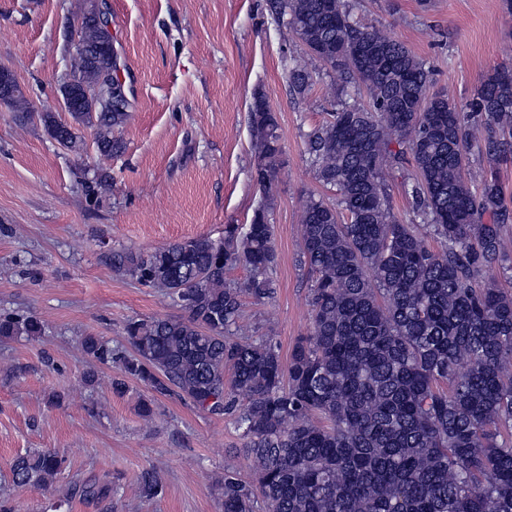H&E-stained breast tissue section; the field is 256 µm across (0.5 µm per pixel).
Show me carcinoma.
I'll use <instances>...</instances> for the list:
<instances>
[{
    "label": "carcinoma",
    "mask_w": 512,
    "mask_h": 512,
    "mask_svg": "<svg viewBox=\"0 0 512 512\" xmlns=\"http://www.w3.org/2000/svg\"><path fill=\"white\" fill-rule=\"evenodd\" d=\"M86 52L69 69L91 87L114 66L111 32L90 0L74 5ZM275 21L302 52L284 60L288 85L303 95L313 63L339 74L363 106L338 98L329 118L306 135L315 179L335 192L303 206L300 262L311 278V329L283 359L272 336H249L241 289L227 271L249 272L245 289L271 298L276 261L266 206L224 236H197L154 251L110 258L114 270L158 289L180 314L127 323L128 354L98 336L82 352L115 365L116 393L135 380L151 392L139 414L153 419L157 396H176L228 419L255 462L247 481L232 469L215 482L224 512H512V292L478 279L481 265L508 256L501 229L512 223L498 165L512 156V64L490 70L458 102L431 91V71L405 43L364 25L346 0H271ZM369 43L374 50L360 56ZM38 117L61 147L78 153L76 128L92 130L100 156L121 149L114 132L129 109L93 97L62 120ZM252 177L273 199L281 164L275 112L252 95ZM486 163L471 172L470 151ZM411 157L405 183L419 224L393 212L390 182ZM430 229L440 250L427 247ZM38 320L0 315V337L41 335ZM66 460L42 448L11 465L18 488L50 492ZM120 487L110 478L73 480L50 512L78 499L112 512ZM154 468L136 495L158 499Z\"/></svg>",
    "instance_id": "obj_1"
}]
</instances>
